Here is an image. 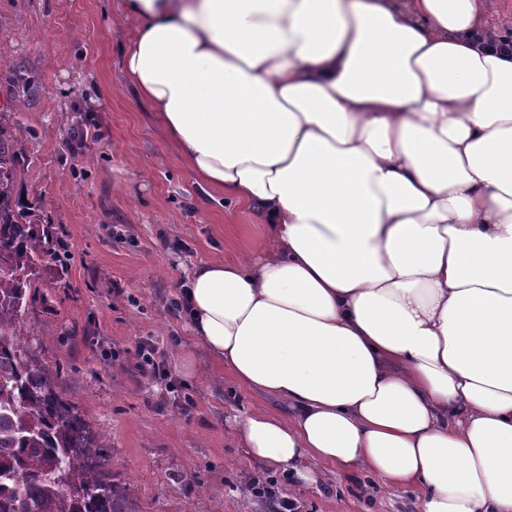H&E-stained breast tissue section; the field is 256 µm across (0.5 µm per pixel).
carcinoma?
<instances>
[{
    "label": "carcinoma",
    "instance_id": "1",
    "mask_svg": "<svg viewBox=\"0 0 512 512\" xmlns=\"http://www.w3.org/2000/svg\"><path fill=\"white\" fill-rule=\"evenodd\" d=\"M20 152L0 129V512H123L102 475L105 437L62 400L23 327L44 261L58 255L52 225L18 207Z\"/></svg>",
    "mask_w": 512,
    "mask_h": 512
}]
</instances>
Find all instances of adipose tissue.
<instances>
[{"instance_id":"ef3b65f1","label":"adipose tissue","mask_w":512,"mask_h":512,"mask_svg":"<svg viewBox=\"0 0 512 512\" xmlns=\"http://www.w3.org/2000/svg\"><path fill=\"white\" fill-rule=\"evenodd\" d=\"M122 8L162 138L271 239L187 289L195 341L283 406L240 446L512 512V55L473 41L483 0Z\"/></svg>"}]
</instances>
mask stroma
I'll return each mask as SVG.
<instances>
[{"instance_id": "1", "label": "stroma", "mask_w": 512, "mask_h": 512, "mask_svg": "<svg viewBox=\"0 0 512 512\" xmlns=\"http://www.w3.org/2000/svg\"><path fill=\"white\" fill-rule=\"evenodd\" d=\"M136 29L119 0H0V129L22 148L16 196L54 225L63 257L42 271L25 325L60 396L106 435L126 512H259L245 482L265 475L305 512H419L417 488L366 468L311 460L320 481L305 484L239 448L238 423L279 405L197 347L172 303L199 264L263 252L268 233L212 200L157 132L121 67ZM147 339L166 350L191 413L136 375Z\"/></svg>"}]
</instances>
